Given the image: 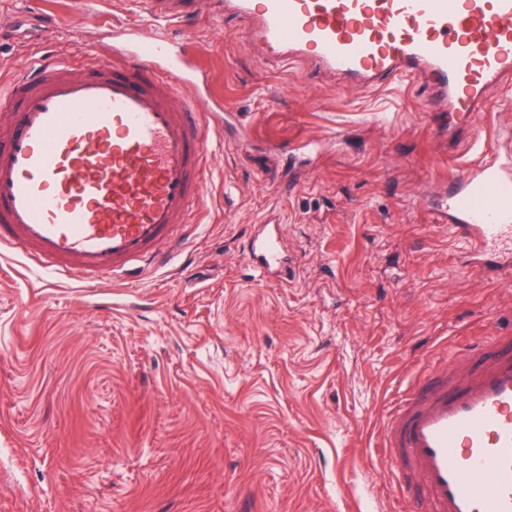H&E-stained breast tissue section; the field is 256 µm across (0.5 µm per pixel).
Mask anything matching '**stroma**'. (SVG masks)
Wrapping results in <instances>:
<instances>
[{"mask_svg":"<svg viewBox=\"0 0 512 512\" xmlns=\"http://www.w3.org/2000/svg\"><path fill=\"white\" fill-rule=\"evenodd\" d=\"M202 60L208 156L172 264L80 284L0 248V512H401L382 446L425 371L512 330V283L436 211L448 175L512 155L424 111L425 79L350 84L245 38L224 0H0V75L113 56V33ZM277 224L286 272L246 260Z\"/></svg>","mask_w":512,"mask_h":512,"instance_id":"35a3bbf8","label":"stroma"}]
</instances>
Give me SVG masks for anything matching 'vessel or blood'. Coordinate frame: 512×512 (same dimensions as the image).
<instances>
[{
  "label": "vessel or blood",
  "mask_w": 512,
  "mask_h": 512,
  "mask_svg": "<svg viewBox=\"0 0 512 512\" xmlns=\"http://www.w3.org/2000/svg\"><path fill=\"white\" fill-rule=\"evenodd\" d=\"M267 55L384 86L418 75L426 111L449 126L512 81V0H231ZM119 60L45 58L13 77L0 105V246L77 282L154 261L203 190L202 99L178 100L199 69L163 39L137 37ZM440 221L471 265L512 277V160L466 169ZM248 261L282 267L277 231ZM473 364L420 380L384 430L413 512H512V332L470 345Z\"/></svg>",
  "instance_id": "vessel-or-blood-1"
}]
</instances>
